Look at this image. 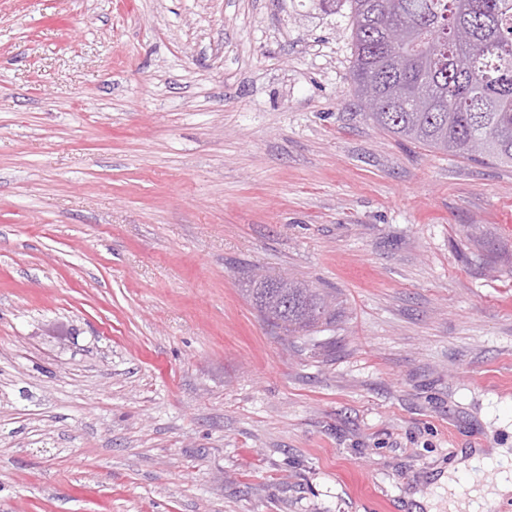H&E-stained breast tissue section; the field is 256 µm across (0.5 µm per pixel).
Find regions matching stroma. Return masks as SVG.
Masks as SVG:
<instances>
[{"mask_svg":"<svg viewBox=\"0 0 512 512\" xmlns=\"http://www.w3.org/2000/svg\"><path fill=\"white\" fill-rule=\"evenodd\" d=\"M349 13L0 0V512H413L512 448V167L375 125ZM259 313H268L267 322L277 329L288 332L307 330L325 318L324 295L307 285L292 281L288 288L276 286L274 278L249 280L245 288ZM509 459H512V454L509 448H493L490 455H484L482 458L481 453L478 452H474V454L469 457H465V452H460L456 459L455 468L459 471H464L467 468L474 467L478 461L483 463H503L509 461Z\"/></svg>","mask_w":512,"mask_h":512,"instance_id":"stroma-1","label":"stroma"}]
</instances>
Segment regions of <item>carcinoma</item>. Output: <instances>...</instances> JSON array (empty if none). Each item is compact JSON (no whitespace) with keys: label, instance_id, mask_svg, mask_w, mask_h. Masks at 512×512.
Returning a JSON list of instances; mask_svg holds the SVG:
<instances>
[{"label":"carcinoma","instance_id":"1","mask_svg":"<svg viewBox=\"0 0 512 512\" xmlns=\"http://www.w3.org/2000/svg\"><path fill=\"white\" fill-rule=\"evenodd\" d=\"M350 80L382 129L445 153L512 166V0H348ZM403 27L392 49L386 33ZM268 323L306 330L326 315L324 295L273 278L246 289Z\"/></svg>","mask_w":512,"mask_h":512}]
</instances>
